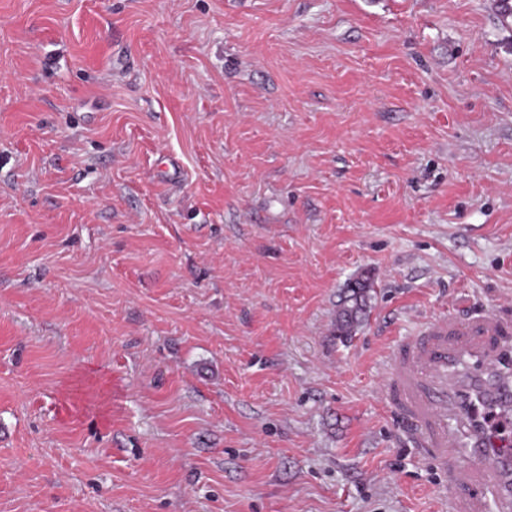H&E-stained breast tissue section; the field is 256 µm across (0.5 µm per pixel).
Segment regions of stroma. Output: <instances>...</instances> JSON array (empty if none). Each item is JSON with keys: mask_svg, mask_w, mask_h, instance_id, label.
Returning <instances> with one entry per match:
<instances>
[{"mask_svg": "<svg viewBox=\"0 0 512 512\" xmlns=\"http://www.w3.org/2000/svg\"><path fill=\"white\" fill-rule=\"evenodd\" d=\"M492 308L496 0H0V512H448L381 378ZM369 279L357 280L349 285L336 305V336L348 339L363 324L369 308Z\"/></svg>", "mask_w": 512, "mask_h": 512, "instance_id": "1", "label": "stroma"}]
</instances>
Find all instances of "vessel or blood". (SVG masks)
<instances>
[{
    "instance_id": "vessel-or-blood-1",
    "label": "vessel or blood",
    "mask_w": 512,
    "mask_h": 512,
    "mask_svg": "<svg viewBox=\"0 0 512 512\" xmlns=\"http://www.w3.org/2000/svg\"><path fill=\"white\" fill-rule=\"evenodd\" d=\"M383 389L452 473L448 512H512V319L487 311L427 321L392 350ZM461 447L465 466L448 454Z\"/></svg>"
}]
</instances>
